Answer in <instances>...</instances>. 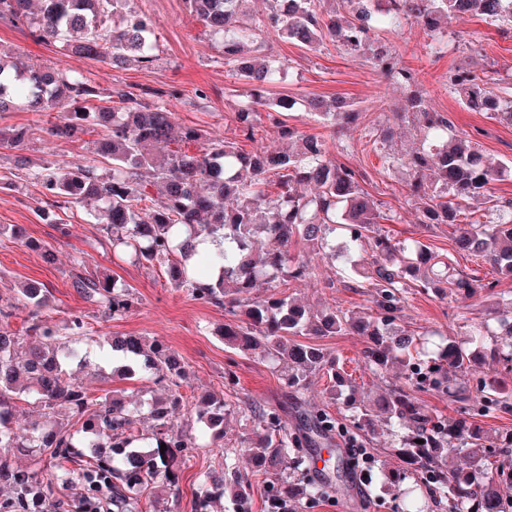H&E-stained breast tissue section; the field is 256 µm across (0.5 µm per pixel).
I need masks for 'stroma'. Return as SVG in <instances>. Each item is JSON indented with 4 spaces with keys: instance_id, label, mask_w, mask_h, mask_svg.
<instances>
[{
    "instance_id": "35a3bbf8",
    "label": "stroma",
    "mask_w": 512,
    "mask_h": 512,
    "mask_svg": "<svg viewBox=\"0 0 512 512\" xmlns=\"http://www.w3.org/2000/svg\"><path fill=\"white\" fill-rule=\"evenodd\" d=\"M134 10L151 17L156 24L159 58L151 67L130 65L115 69L96 60L70 55L61 44L34 41L27 29L0 21V48L22 55L32 66L60 71H78L93 78L104 92L113 86L132 87L133 91L177 88L180 96L169 108L178 123L193 126L212 139H229L244 151L255 146L275 148L279 139L270 123H263L256 141L241 139L235 114L247 102L249 87L232 75L224 64V49L203 24L191 15L185 0H129ZM265 49L282 61V79L270 89L274 98L290 97L296 106L290 121L300 130L324 137L331 160L361 170L366 178L363 188L384 204L390 219L383 229L398 239L417 238L433 246L450 249L451 231L447 225L422 228L417 213L408 201L407 177L403 170L385 169L383 155L395 157L419 148L424 134L404 116V90L373 68L368 55L340 50L335 42L324 40L316 49H308L279 37L263 35ZM377 46L396 51L400 62L413 69L418 88L431 107L448 114L462 131L471 135L482 153L493 163L512 162V125L467 109L448 85V74L458 68L476 73L495 69L504 83L512 82V24L492 22L478 13L449 20L441 46H434L423 24L408 20L396 31L378 33ZM206 88L209 98L197 103L196 88ZM337 96L355 102L360 116L352 126L337 130L309 119L306 104L310 98L327 100ZM390 122L392 138L387 144L374 143L372 132ZM92 134L77 139H61L37 133L23 149L0 148V306L14 301L18 287L28 281L41 282L50 293L47 319L64 329L70 318L82 316L87 335L96 341L103 336L135 335L158 340L175 351L185 365L181 391L189 398L203 393L223 397L226 402L224 445L197 448L181 468L180 496L170 503L171 512H190L191 501L203 489L204 474L221 464L240 472L250 470L241 442L251 434L253 425L244 412L248 404L284 405L286 420L296 426L303 409H326L337 418H345L342 403L333 400L327 377L317 374L309 379L302 398L287 395L282 374L260 353L242 354L224 345L221 331L227 320L223 308L205 305L184 289L174 288L164 268L144 267L120 258L114 251L105 226L95 219V205L69 204L51 208L34 178L43 165H93ZM67 225L61 235L59 225ZM48 246L56 255L46 263L38 251L26 247V240ZM311 278L292 283L288 293L313 308L323 306L365 311L369 296L359 288L340 286L338 267L326 260L313 259ZM109 274L131 287L140 299L136 311L112 319L86 302L73 286L74 273ZM512 298V279H500L492 292L477 296L467 306L439 299L434 295L410 296L403 311L406 327L420 332L437 331L456 342H464L467 325L485 319L495 308ZM319 345L339 358L357 386L379 393L397 380L396 370L378 372L361 359L364 343L358 336H326ZM92 366L98 374L70 366L73 378L93 396L111 392L128 399L147 402L160 389L151 381L119 379L111 374V362L93 351ZM233 369L237 384H224V372ZM338 435L323 447L319 466L323 479L331 486L326 499L312 512H391L393 496L370 485L367 492L351 494L347 477L337 476L338 448L344 447Z\"/></svg>"
}]
</instances>
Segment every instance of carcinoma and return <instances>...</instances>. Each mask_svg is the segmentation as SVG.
Segmentation results:
<instances>
[{
  "mask_svg": "<svg viewBox=\"0 0 512 512\" xmlns=\"http://www.w3.org/2000/svg\"><path fill=\"white\" fill-rule=\"evenodd\" d=\"M0 0V19L25 26L38 42L62 44L70 54L122 68L134 61L152 65L159 57L155 22L126 8L128 0ZM249 0H186L213 36L222 39L224 64L250 84L251 100L236 112L241 135L256 140L261 122L255 106L269 109L267 117L282 147L268 152L241 150L237 143L209 140L202 130L176 122L167 98L179 92L156 91L151 101L117 87L109 97L81 72L32 69L20 59L0 54V112L23 107L46 112L63 107L70 122L51 126L52 135L73 139L87 125L101 128L95 154L109 166L99 173L92 166L41 168L34 178L60 207L88 198L100 202L112 245L129 250L132 261L167 269L169 281L188 290L198 301L224 308V345L241 353L259 350L263 357L287 366L285 388H305L312 373L329 377L331 389L344 395L353 422L377 434L378 424L398 430L394 452L406 464L402 470H382L387 488H401L416 478L423 498L398 503L396 512H512V434L489 444L472 412L512 411V395L494 380L469 384L474 367L493 366L512 372V315L494 317L500 343L484 351L488 323L469 330L468 345L443 339L430 351L419 348L421 337L400 325L409 295L433 293L451 302H465L488 292L497 281L465 273L440 258L419 239H396L379 227L388 219L361 186L365 174L326 156L323 139L305 134L279 118L293 108L284 99L269 100L270 86L281 63L252 57L245 48L257 45L261 33L274 31L312 48L330 37L347 52H360L380 29L396 28L414 17L436 37L448 19L475 10L494 20L512 22V0H388L375 12L371 0H346L347 14L326 13L320 0H269L270 9L255 19ZM374 67L406 90L405 111L425 133V143L399 165L409 176L411 200L424 226L446 224L456 249L491 265L501 278H512V200L492 204L498 221L473 218L471 201L484 195L502 173L490 165L472 140L460 134L453 121L429 109L416 90L417 79L397 55L378 48ZM448 82L462 104L475 112L512 124V97L495 79L457 69ZM310 112L324 125L354 122L359 112L343 99L333 106L310 102ZM34 135L30 126L0 134V146L19 148ZM273 185L277 191L270 192ZM161 198L149 207V187ZM346 228L347 241L338 247L328 238L333 225ZM339 261L350 271L349 281L369 292L374 313L349 310L314 311L277 288L313 274L310 254ZM271 288L252 297L258 283ZM75 287L103 312L120 318L134 311L139 299L126 284L109 276H76ZM18 304L30 308V342L6 327L0 328V483L11 496L0 512H98L105 501L112 512H139L138 495L159 484L176 486L177 469L196 439L174 428L183 407L180 392L185 366L159 343L140 336L106 338L100 348L116 352L121 364L113 372L123 378L145 375L163 388L149 403V435L139 432L141 408L123 397H94L67 372L83 358L79 342L84 321L74 316L61 336L42 311L49 307L45 287L27 282L18 290ZM361 336L363 360L377 370L399 368L402 384L360 399L357 386L341 372L337 358L296 336ZM416 391L436 392L458 404V416L448 418L426 408ZM34 395V409L43 418L21 431L13 426L17 402ZM224 399L203 394L195 404L197 419L206 427L210 444L224 446ZM260 432L247 441L252 473L268 478V512H297L300 501L318 503L327 485L299 476L309 470L321 441L336 433V417L322 410L302 412L293 428L283 420L284 407H250ZM166 446L160 451V446ZM43 456L55 463L57 475L44 481L14 466V451ZM84 487L80 500L68 499L63 489L73 481ZM210 489L192 502V512H211L215 500L229 496L235 512H248L249 476L224 465L208 475Z\"/></svg>",
  "mask_w": 512,
  "mask_h": 512,
  "instance_id": "cac0c4a2",
  "label": "carcinoma"
}]
</instances>
